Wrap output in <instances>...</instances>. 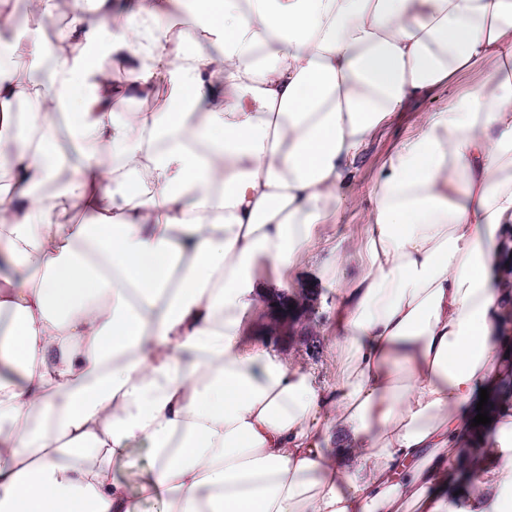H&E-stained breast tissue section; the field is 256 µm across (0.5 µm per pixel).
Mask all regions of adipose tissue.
Instances as JSON below:
<instances>
[{
    "label": "adipose tissue",
    "mask_w": 512,
    "mask_h": 512,
    "mask_svg": "<svg viewBox=\"0 0 512 512\" xmlns=\"http://www.w3.org/2000/svg\"><path fill=\"white\" fill-rule=\"evenodd\" d=\"M68 6L54 64L36 37L0 49V254L21 275L0 288V512H512V280L493 268L512 0ZM488 58L391 152L335 257L361 263L335 385L247 341L260 270L286 275L355 204L368 143ZM484 390L495 432L462 509L448 479Z\"/></svg>",
    "instance_id": "adipose-tissue-1"
}]
</instances>
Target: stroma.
Wrapping results in <instances>:
<instances>
[{
    "mask_svg": "<svg viewBox=\"0 0 512 512\" xmlns=\"http://www.w3.org/2000/svg\"><path fill=\"white\" fill-rule=\"evenodd\" d=\"M495 67L494 60L482 61L475 69L459 75L451 84L435 89L431 95L411 101L404 112L383 128L357 159L351 189L357 205L343 209L336 223L323 225L309 249L288 273L284 287H276V275L265 272L272 288L249 316L248 322L258 342L270 352L287 358L300 371L309 373L321 386L333 385L336 378V304L338 288L344 287L359 271L356 261H349L335 273H323L322 266L337 248L359 237L366 219L363 205L369 189L386 156L414 129L417 118L425 112L444 107L454 97L471 91ZM289 305L290 321L281 323L277 311Z\"/></svg>",
    "mask_w": 512,
    "mask_h": 512,
    "instance_id": "1",
    "label": "stroma"
}]
</instances>
